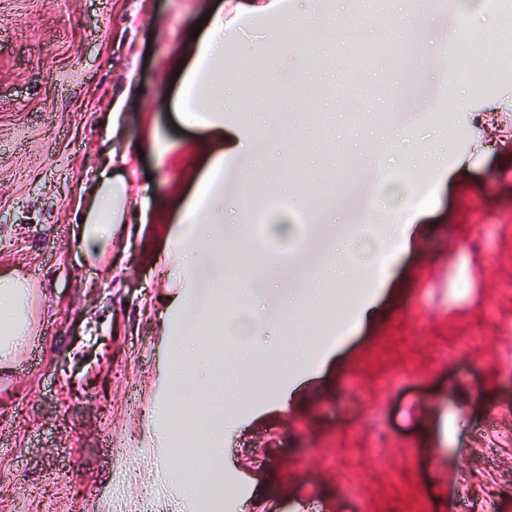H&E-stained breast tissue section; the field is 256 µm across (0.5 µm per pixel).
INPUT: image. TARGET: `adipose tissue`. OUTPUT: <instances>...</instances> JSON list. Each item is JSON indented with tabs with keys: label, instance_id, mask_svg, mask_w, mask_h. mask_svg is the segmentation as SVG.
Instances as JSON below:
<instances>
[{
	"label": "adipose tissue",
	"instance_id": "ef3b65f1",
	"mask_svg": "<svg viewBox=\"0 0 512 512\" xmlns=\"http://www.w3.org/2000/svg\"><path fill=\"white\" fill-rule=\"evenodd\" d=\"M286 18L290 27L298 20L288 13V0H229L222 10L211 14L206 31L195 41V58L182 74V91L177 108L182 121L204 127L212 139L194 142L195 159L184 178L191 187L181 203L179 218L167 234L162 259L175 291L163 313L166 350L172 363L167 382L170 391L193 384L195 395L191 411L205 429V453L198 465L205 473L202 485L212 512H222L224 470L221 464L224 444V350L209 349L199 354L190 346L180 320L183 309L194 301V268L191 257L207 256L216 271L213 282L223 287L219 266L224 263L223 247L207 248L205 231L223 221L213 208L215 198L224 194V165L238 163L252 152V140L241 128L225 123L224 102L216 97L213 85L224 68V46L238 41L244 28L258 29L272 18ZM128 181L125 177L102 175L89 205L79 216L80 246L87 260L103 259L112 249L116 225L127 223ZM420 212L406 205L387 209L383 237L371 248L364 263L336 258L335 272L368 276L393 248H409L414 241V227ZM33 286L29 278L15 269L0 270V370L7 369L27 345L32 330L31 301Z\"/></svg>",
	"mask_w": 512,
	"mask_h": 512
}]
</instances>
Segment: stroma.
I'll return each instance as SVG.
<instances>
[{
  "mask_svg": "<svg viewBox=\"0 0 512 512\" xmlns=\"http://www.w3.org/2000/svg\"><path fill=\"white\" fill-rule=\"evenodd\" d=\"M292 0L302 18L330 17L334 41L290 30L298 57L315 45L322 69L286 67L284 42L257 32L224 49V121L254 143L243 172L224 175V317L252 316L267 348L254 355L231 328L199 336L230 348L224 399V512H512V180L504 156L478 148L469 110L512 127V24L493 73L474 66L479 21L459 0H392L389 32L374 0ZM218 0H0V269L37 285L35 332L0 376V512H209L181 487L198 443L169 408L159 325L167 285L157 253L165 225L83 260L73 220L97 173L135 172L133 196L187 193L179 153L204 130L177 114L194 29ZM469 64L447 80L449 31ZM409 43L403 67L373 57ZM288 115L286 139L265 132L254 96ZM125 118L112 98L128 80ZM308 85V97L297 90ZM166 97L160 107L158 97ZM400 97L418 121L404 126ZM388 144L385 174L374 168ZM142 158L126 160L128 148ZM468 163L408 200L436 233L395 254L364 283L341 282L319 302L322 256H365L376 202L404 200L413 147ZM260 176L267 202L255 226L237 195ZM374 299L378 315L357 316ZM336 323L324 325L323 308ZM166 413H158L160 404Z\"/></svg>",
  "mask_w": 512,
  "mask_h": 512,
  "instance_id": "obj_1",
  "label": "stroma"
}]
</instances>
